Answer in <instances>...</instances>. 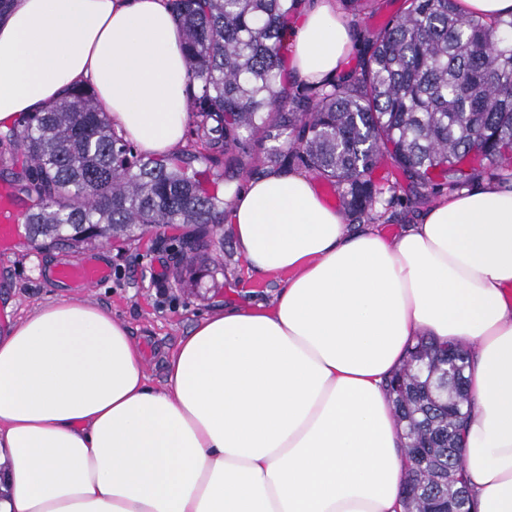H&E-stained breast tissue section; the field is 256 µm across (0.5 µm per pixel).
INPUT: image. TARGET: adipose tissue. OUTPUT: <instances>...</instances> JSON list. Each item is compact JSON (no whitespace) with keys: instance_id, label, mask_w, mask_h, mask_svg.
Instances as JSON below:
<instances>
[{"instance_id":"adipose-tissue-1","label":"adipose tissue","mask_w":512,"mask_h":512,"mask_svg":"<svg viewBox=\"0 0 512 512\" xmlns=\"http://www.w3.org/2000/svg\"><path fill=\"white\" fill-rule=\"evenodd\" d=\"M292 79L333 78L351 45L336 0H303ZM183 34L167 0H12L0 12V129L92 88L147 155L184 144ZM272 306L195 324L154 388L109 310L57 298L0 336V512H406L407 437L385 383L413 337L466 347L461 434L477 512H512V191L439 200L388 236L345 228L307 175L228 198Z\"/></svg>"}]
</instances>
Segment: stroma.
Here are the masks:
<instances>
[{
	"label": "stroma",
	"instance_id": "35a3bbf8",
	"mask_svg": "<svg viewBox=\"0 0 512 512\" xmlns=\"http://www.w3.org/2000/svg\"><path fill=\"white\" fill-rule=\"evenodd\" d=\"M403 7L404 0H372L357 22L354 49L345 69L355 68L369 49V37ZM103 251L111 270L109 278L91 289L60 288L47 277L46 268L72 260V253L38 249L27 236H19L15 248L0 256V331L58 297L109 308L143 349L150 383L158 387L165 376V355L196 322L229 304H271L284 282L280 275L247 270L226 223L214 229L208 250L209 257L223 266L215 275L200 266L181 269L182 231L174 226L104 246Z\"/></svg>",
	"mask_w": 512,
	"mask_h": 512
}]
</instances>
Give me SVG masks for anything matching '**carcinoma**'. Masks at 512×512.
<instances>
[{"label": "carcinoma", "mask_w": 512, "mask_h": 512, "mask_svg": "<svg viewBox=\"0 0 512 512\" xmlns=\"http://www.w3.org/2000/svg\"><path fill=\"white\" fill-rule=\"evenodd\" d=\"M349 73L288 88L282 32L300 0H170L184 31L187 147L169 161L118 137L91 89L1 130L25 157L20 191L30 241L81 250L153 227L185 229L183 260H202L208 226L224 223L223 162L240 169L250 144L264 163L302 166L341 193L350 223L402 202L399 181L372 174L388 158L415 189L459 191L492 167L512 180V17L485 22L456 0H405ZM210 163L211 187L193 163ZM469 353L425 334L386 384L406 431L413 512L474 508L458 428L470 403Z\"/></svg>", "instance_id": "carcinoma-1"}]
</instances>
